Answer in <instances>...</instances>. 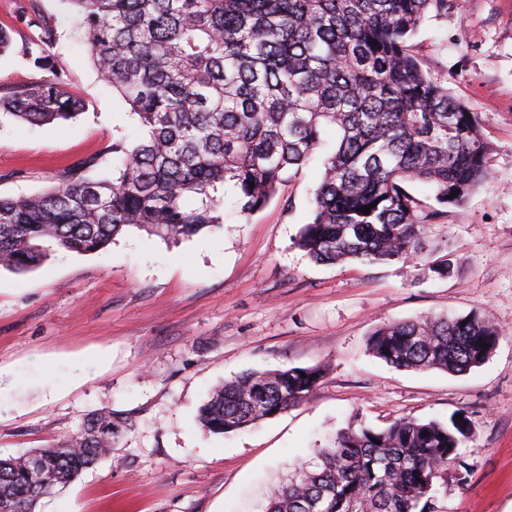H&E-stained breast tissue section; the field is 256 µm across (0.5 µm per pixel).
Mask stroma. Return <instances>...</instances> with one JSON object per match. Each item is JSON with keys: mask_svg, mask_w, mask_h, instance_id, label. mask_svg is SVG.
<instances>
[{"mask_svg": "<svg viewBox=\"0 0 512 512\" xmlns=\"http://www.w3.org/2000/svg\"><path fill=\"white\" fill-rule=\"evenodd\" d=\"M20 0H0L15 52L0 56V92L47 78L19 47L36 28ZM55 24L51 50L85 108L58 126L0 116V196L29 195L73 171L108 177L114 137L134 117L98 77L66 0H38ZM424 70L478 112L488 144L486 188L430 225L458 257L451 276L412 263L318 264L295 245L323 173L316 152L261 211L233 198L221 224L190 238L126 228L103 251L55 252L25 274L0 268V458L47 448L89 412L130 417L120 445L55 500L82 512H266L271 486L316 461L354 420L381 428L404 416L470 420L471 474L449 479L438 512H512V0H448L411 40ZM477 311L500 333L489 359L464 375L412 372L369 354L376 327L422 315ZM320 367L307 400L255 427L205 431L199 407L217 384L249 371Z\"/></svg>", "mask_w": 512, "mask_h": 512, "instance_id": "stroma-1", "label": "stroma"}]
</instances>
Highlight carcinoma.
Here are the masks:
<instances>
[{"label":"carcinoma","instance_id":"obj_1","mask_svg":"<svg viewBox=\"0 0 512 512\" xmlns=\"http://www.w3.org/2000/svg\"><path fill=\"white\" fill-rule=\"evenodd\" d=\"M66 2L139 133L112 140L121 165L110 178L72 175L40 194L0 198V268L27 273L55 251L97 253L128 227L191 237L220 223L221 190L251 215L333 127L336 148L324 157L298 247L321 264L417 260L427 276L453 272L455 253L426 254L424 235L487 184L488 146L478 113L426 72L409 45L448 0ZM19 20L40 29L22 57L53 78L0 95V112L35 126L77 117L83 102L48 54L54 28L32 4ZM413 182L431 185L432 201L411 193ZM188 197L196 207L185 206ZM498 342L495 325L474 312L381 326L366 347L398 369L463 375ZM320 378L303 367L242 374L212 390L199 423L215 435L244 430L302 402ZM130 426L96 411L58 445L0 459V512H35L41 498L111 453ZM470 435L468 418L454 415L446 423L401 417L379 430L353 423L318 462L271 492L267 512H436L448 470L467 481L458 449ZM33 458L43 463L36 486Z\"/></svg>","mask_w":512,"mask_h":512}]
</instances>
